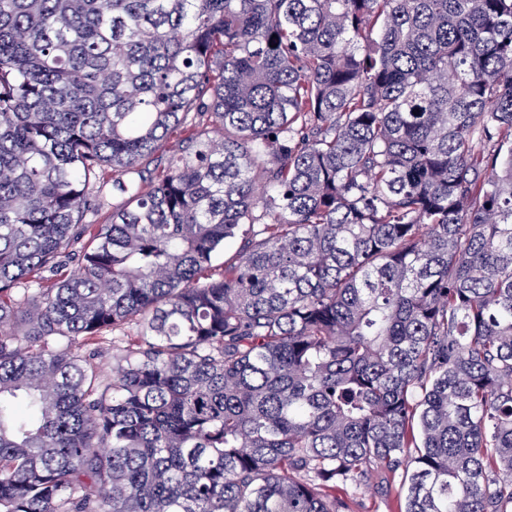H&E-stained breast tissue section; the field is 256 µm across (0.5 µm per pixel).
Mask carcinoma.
Instances as JSON below:
<instances>
[{
    "label": "carcinoma",
    "mask_w": 512,
    "mask_h": 512,
    "mask_svg": "<svg viewBox=\"0 0 512 512\" xmlns=\"http://www.w3.org/2000/svg\"><path fill=\"white\" fill-rule=\"evenodd\" d=\"M379 468L512 512V0H0V512ZM98 339L95 341V344L90 345L88 349H92L95 352L96 362L99 364L101 373L104 377H111L116 367V361L112 358V354L115 351H112V332H104Z\"/></svg>",
    "instance_id": "carcinoma-1"
}]
</instances>
